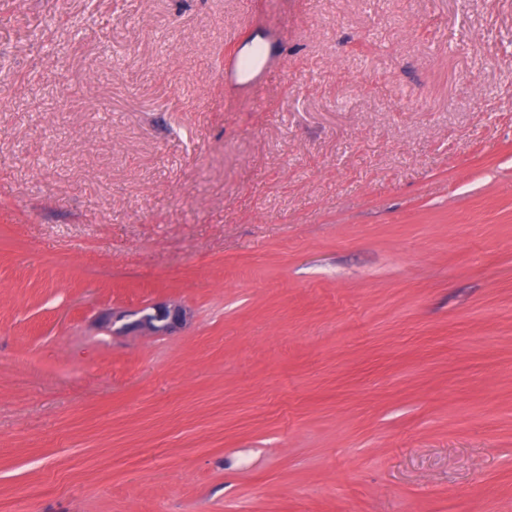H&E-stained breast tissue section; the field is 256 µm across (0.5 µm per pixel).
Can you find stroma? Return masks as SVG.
Masks as SVG:
<instances>
[{
  "label": "stroma",
  "mask_w": 512,
  "mask_h": 512,
  "mask_svg": "<svg viewBox=\"0 0 512 512\" xmlns=\"http://www.w3.org/2000/svg\"><path fill=\"white\" fill-rule=\"evenodd\" d=\"M0 512H512V0H0ZM280 56L272 49L262 54L256 63H248L236 54H225L220 65L219 77L224 85L243 94H251L265 79L268 71L279 64ZM189 318L188 311L177 304H158L139 313L133 321L126 323L125 330H138L142 334H168L180 328Z\"/></svg>",
  "instance_id": "35a3bbf8"
}]
</instances>
